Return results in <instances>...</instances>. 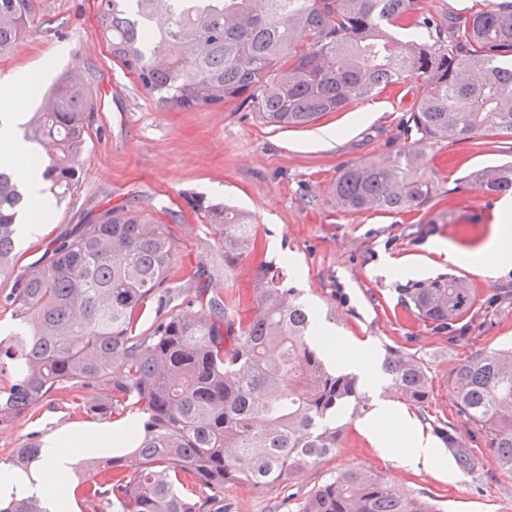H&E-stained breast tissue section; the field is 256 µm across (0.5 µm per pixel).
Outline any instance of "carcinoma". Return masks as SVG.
<instances>
[{
    "mask_svg": "<svg viewBox=\"0 0 512 512\" xmlns=\"http://www.w3.org/2000/svg\"><path fill=\"white\" fill-rule=\"evenodd\" d=\"M37 23V0H0V57ZM96 33L166 112L199 111L236 100L264 125L307 126L329 112L420 80L427 93L406 120L414 132L394 156L344 166L333 197L343 212L427 206L435 180L427 149L478 136L512 138V0H491L444 23L418 0H98ZM91 83L80 66L42 95L23 127L45 192L74 191L83 153ZM465 183L512 195V161L476 169ZM36 210L13 170L0 167V301L19 332L0 341V427L32 416L52 394L95 388L74 409L103 420L132 413V458L86 451L89 469L66 492L112 512H224V486L265 489L336 453V417L368 409L359 378L326 362L320 313L270 267L257 270L250 316L228 319L204 265L194 298L173 303L169 273L177 250L169 226L123 204L89 212L43 256L21 264L23 209ZM232 265L254 247L252 216L210 209ZM406 308L441 329L464 319L476 296L448 277L406 289ZM153 304L158 317L138 331ZM382 371L394 397L428 398L413 355L391 350ZM460 411L489 438L512 474V352H479L451 375ZM40 458L34 442L12 465ZM0 512H47L34 497L0 500ZM300 512H430L425 504L359 467L317 486Z\"/></svg>",
    "mask_w": 512,
    "mask_h": 512,
    "instance_id": "obj_1",
    "label": "carcinoma"
}]
</instances>
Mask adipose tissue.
Listing matches in <instances>:
<instances>
[{"mask_svg":"<svg viewBox=\"0 0 512 512\" xmlns=\"http://www.w3.org/2000/svg\"><path fill=\"white\" fill-rule=\"evenodd\" d=\"M31 151L27 143L15 141L12 149L0 153V165L15 168L24 184L27 197L32 201L45 200V181L41 168L31 163ZM449 263L476 267L489 279L495 278L501 269L512 267V205L502 208L499 221L491 236L477 250L462 251L452 244H441ZM368 430L377 447L393 448L404 445L414 450L415 461L431 464L435 456L431 439L417 430L414 422L405 415L392 411L386 404L375 406L369 416ZM122 435L97 427L69 432L58 437L49 448L43 450V460L48 470L62 473L71 458L89 446L121 442Z\"/></svg>","mask_w":512,"mask_h":512,"instance_id":"1","label":"adipose tissue"}]
</instances>
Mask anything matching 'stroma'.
<instances>
[{
    "label": "stroma",
    "instance_id": "obj_1",
    "mask_svg": "<svg viewBox=\"0 0 512 512\" xmlns=\"http://www.w3.org/2000/svg\"><path fill=\"white\" fill-rule=\"evenodd\" d=\"M96 0H39V17L52 31L31 28L11 54L0 58V76L36 73L42 92L75 64L90 69L95 110L90 117L79 183L53 207L42 233L23 242L24 263L68 225L96 212L135 201L168 223L179 253L172 286L189 289L187 270L204 263L231 318L248 316L250 289L259 266L291 261L287 286L311 306L331 311L326 335L364 348L370 366L388 349L415 355L425 366L429 398L423 407L389 400L434 441L437 465L410 463L407 448H379L367 437L364 417L351 418L334 456L290 480L263 490L242 484L224 489V512H299L310 491L331 473L358 466L388 485L423 501L434 512H512V475L500 470L484 432L459 411L450 378L453 369L478 352L512 351V268L487 280L438 254L449 242L472 251L488 239L500 198L465 186L471 171L512 160L500 137L480 136L434 147L427 164L437 194L428 206L401 213H341L331 190L339 169L361 160L393 156L411 140L405 121L426 92L411 80L399 92H383L331 112L308 126L273 127L229 102L194 112H163L115 61L95 34ZM335 138H326V131ZM220 204L254 218L255 246L233 266L205 209ZM408 272H401V264ZM455 276L470 281L477 305L456 326L438 331L405 307V291ZM53 394L33 420H19L0 437V473L8 471L14 448L37 437L47 445L57 435L94 426L90 415L71 412ZM453 424L457 442L438 427Z\"/></svg>",
    "mask_w": 512,
    "mask_h": 512
}]
</instances>
